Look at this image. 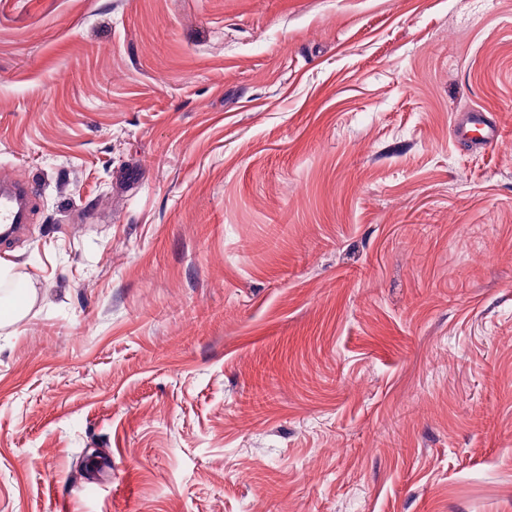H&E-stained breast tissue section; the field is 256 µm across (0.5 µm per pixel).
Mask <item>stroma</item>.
Returning <instances> with one entry per match:
<instances>
[{
    "label": "stroma",
    "instance_id": "35a3bbf8",
    "mask_svg": "<svg viewBox=\"0 0 512 512\" xmlns=\"http://www.w3.org/2000/svg\"><path fill=\"white\" fill-rule=\"evenodd\" d=\"M1 170L0 512H512V0H0ZM489 115V112H471L465 123L455 126L454 135L461 140H471L484 145L496 143L500 134ZM32 191L27 180L0 183V224L3 235L21 234L32 213ZM23 281H26L30 284L29 289H27V296L25 300V305L22 307H19L14 310L13 313L9 315H3V319L1 317V311H0V329L6 328V327H12L13 330L16 332L17 328L20 326L21 322L25 318L27 314V310L29 305H33V303L36 300V291L34 287L32 286V283L30 282V279L27 277L21 278Z\"/></svg>",
    "mask_w": 512,
    "mask_h": 512
}]
</instances>
